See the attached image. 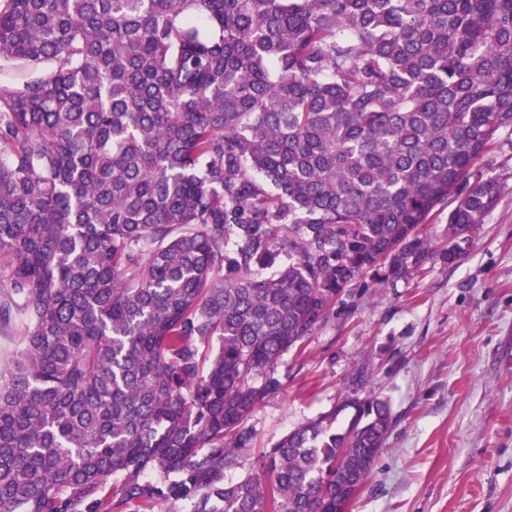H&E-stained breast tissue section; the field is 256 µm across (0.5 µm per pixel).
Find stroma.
I'll list each match as a JSON object with an SVG mask.
<instances>
[{"mask_svg":"<svg viewBox=\"0 0 512 512\" xmlns=\"http://www.w3.org/2000/svg\"><path fill=\"white\" fill-rule=\"evenodd\" d=\"M461 248L453 263L437 252L349 284L248 420L268 448L330 411L346 428V398L388 401L391 427L349 512H512V176Z\"/></svg>","mask_w":512,"mask_h":512,"instance_id":"35a3bbf8","label":"stroma"}]
</instances>
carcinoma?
<instances>
[{"label": "carcinoma", "instance_id": "obj_1", "mask_svg": "<svg viewBox=\"0 0 512 512\" xmlns=\"http://www.w3.org/2000/svg\"><path fill=\"white\" fill-rule=\"evenodd\" d=\"M0 74V512H348L377 396L224 474L337 294L496 207L512 0H5ZM450 207L438 206L428 216L426 223L419 227L420 237L430 241L433 246L448 245V210Z\"/></svg>", "mask_w": 512, "mask_h": 512}]
</instances>
